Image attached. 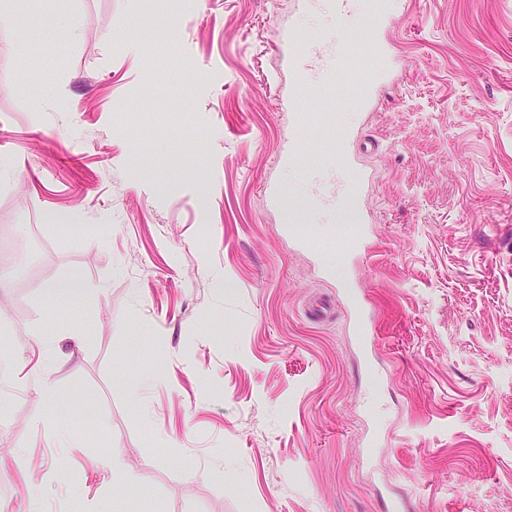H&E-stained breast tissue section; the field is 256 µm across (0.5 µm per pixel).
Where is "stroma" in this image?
Instances as JSON below:
<instances>
[{
    "label": "stroma",
    "mask_w": 512,
    "mask_h": 512,
    "mask_svg": "<svg viewBox=\"0 0 512 512\" xmlns=\"http://www.w3.org/2000/svg\"><path fill=\"white\" fill-rule=\"evenodd\" d=\"M1 8L0 512H512V0H387L358 110L286 0ZM353 172L371 250L301 248ZM282 55L288 54V67L300 71L304 77L313 80V69L306 66H300V61L307 56L303 44L299 39L298 29L296 25H288L281 34ZM348 317L352 326L353 336L361 342L365 341L371 335L372 329L362 300L355 298L350 302Z\"/></svg>",
    "instance_id": "obj_1"
}]
</instances>
